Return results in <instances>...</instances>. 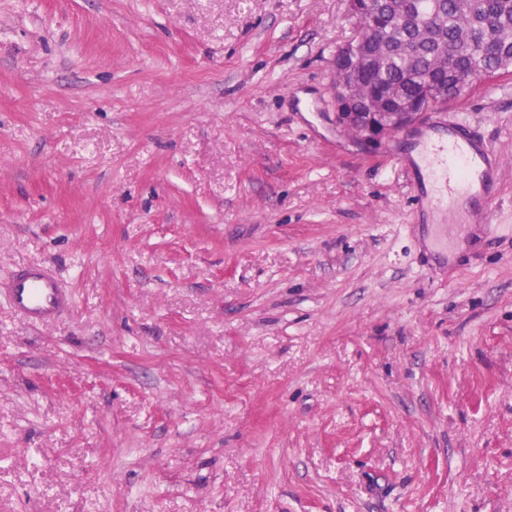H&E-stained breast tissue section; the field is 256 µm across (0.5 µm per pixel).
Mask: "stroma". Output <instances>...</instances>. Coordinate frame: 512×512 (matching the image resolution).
I'll use <instances>...</instances> for the list:
<instances>
[{"instance_id":"obj_1","label":"stroma","mask_w":512,"mask_h":512,"mask_svg":"<svg viewBox=\"0 0 512 512\" xmlns=\"http://www.w3.org/2000/svg\"><path fill=\"white\" fill-rule=\"evenodd\" d=\"M348 0H0V512H512V237L336 126ZM501 159L512 72L448 102ZM0 297L34 327L57 321L74 303V294L65 288L59 276L39 264L19 265L1 278Z\"/></svg>"}]
</instances>
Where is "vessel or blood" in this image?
<instances>
[{"mask_svg":"<svg viewBox=\"0 0 512 512\" xmlns=\"http://www.w3.org/2000/svg\"><path fill=\"white\" fill-rule=\"evenodd\" d=\"M432 127H447L446 135L422 142L413 160L398 159L401 169L412 170L413 210L418 215L442 212L448 221L439 225L436 244L448 248V227L481 225L484 234L497 232L493 225L495 187L499 159L494 148L471 138L463 122H442L440 112H432ZM0 297L31 326L57 321L74 303V295L59 276L39 264L15 267L0 278Z\"/></svg>","mask_w":512,"mask_h":512,"instance_id":"vessel-or-blood-1","label":"vessel or blood"}]
</instances>
